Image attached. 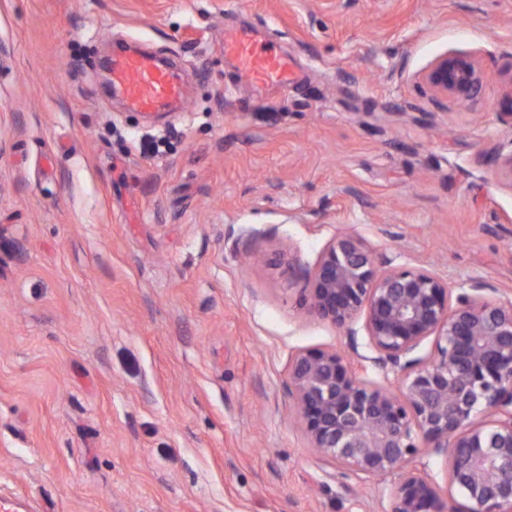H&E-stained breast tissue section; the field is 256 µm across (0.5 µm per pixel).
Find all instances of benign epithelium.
I'll list each match as a JSON object with an SVG mask.
<instances>
[{
    "instance_id": "benign-epithelium-1",
    "label": "benign epithelium",
    "mask_w": 512,
    "mask_h": 512,
    "mask_svg": "<svg viewBox=\"0 0 512 512\" xmlns=\"http://www.w3.org/2000/svg\"><path fill=\"white\" fill-rule=\"evenodd\" d=\"M421 80L437 100L461 103L482 91L484 73L451 51ZM304 291L311 315L338 329L364 317L376 362L398 383L359 376L335 349L298 352L288 390L311 447L357 476L399 474L387 512H512V299L479 285L454 295L427 269L378 263L350 232L324 248ZM430 337L433 354L413 356ZM422 448L447 453L445 498Z\"/></svg>"
}]
</instances>
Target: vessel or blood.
<instances>
[{"instance_id":"vessel-or-blood-1","label":"vessel or blood","mask_w":512,"mask_h":512,"mask_svg":"<svg viewBox=\"0 0 512 512\" xmlns=\"http://www.w3.org/2000/svg\"><path fill=\"white\" fill-rule=\"evenodd\" d=\"M224 53L236 60L240 73L252 83L286 85L294 80L287 60L252 31L225 37ZM108 70L113 92L133 110L155 112L185 100L179 76L148 50L116 52L108 61Z\"/></svg>"}]
</instances>
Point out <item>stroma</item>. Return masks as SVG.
I'll return each mask as SVG.
<instances>
[{
	"label": "stroma",
	"mask_w": 512,
	"mask_h": 512,
	"mask_svg": "<svg viewBox=\"0 0 512 512\" xmlns=\"http://www.w3.org/2000/svg\"><path fill=\"white\" fill-rule=\"evenodd\" d=\"M256 30L301 82L254 89ZM172 57L181 112L130 111L109 47ZM473 55L482 93L419 79ZM512 0H0V496L20 512H386L317 455L292 357L382 380L363 320L308 312L338 234L512 297ZM422 82L438 101L461 103L475 98L484 85V73L472 56L446 52L421 73Z\"/></svg>",
	"instance_id": "35a3bbf8"
}]
</instances>
